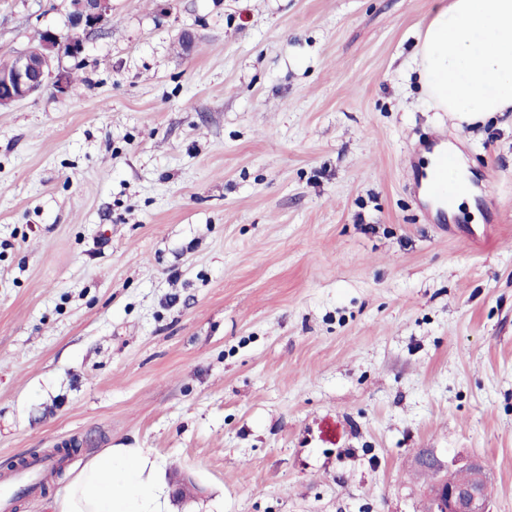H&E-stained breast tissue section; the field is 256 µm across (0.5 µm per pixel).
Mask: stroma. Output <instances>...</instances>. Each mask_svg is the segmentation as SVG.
Instances as JSON below:
<instances>
[{
	"mask_svg": "<svg viewBox=\"0 0 512 512\" xmlns=\"http://www.w3.org/2000/svg\"><path fill=\"white\" fill-rule=\"evenodd\" d=\"M431 0H112L69 91L0 109V474L141 448L162 512H424L478 456L512 512V112L434 111ZM69 0H0V56ZM476 213L439 224L425 142ZM196 487L173 498L175 478ZM448 182L460 183L465 187L463 191L457 192L452 196L447 204L448 212L450 213L452 211H457L459 206H461L465 201L471 208H473L474 198L471 191L469 173L466 169V166L458 158L456 168L454 170L448 171Z\"/></svg>",
	"mask_w": 512,
	"mask_h": 512,
	"instance_id": "35a3bbf8",
	"label": "stroma"
}]
</instances>
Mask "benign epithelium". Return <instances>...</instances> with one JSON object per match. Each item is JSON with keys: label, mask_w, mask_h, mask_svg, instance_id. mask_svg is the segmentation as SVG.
Masks as SVG:
<instances>
[{"label": "benign epithelium", "mask_w": 512, "mask_h": 512, "mask_svg": "<svg viewBox=\"0 0 512 512\" xmlns=\"http://www.w3.org/2000/svg\"><path fill=\"white\" fill-rule=\"evenodd\" d=\"M111 0H71L69 25L71 32L62 36L46 29L38 42L12 55L8 66L0 69V82L13 89L9 103L16 104L51 87L63 93L70 87L67 71L55 65L62 56L78 58L84 51L85 32L101 24L110 14ZM433 482L428 490L429 512H490V468L480 457L452 458L441 461L435 455ZM470 473L467 483H460L454 471Z\"/></svg>", "instance_id": "obj_1"}]
</instances>
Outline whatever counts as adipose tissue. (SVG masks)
<instances>
[{"label":"adipose tissue","mask_w":512,"mask_h":512,"mask_svg":"<svg viewBox=\"0 0 512 512\" xmlns=\"http://www.w3.org/2000/svg\"><path fill=\"white\" fill-rule=\"evenodd\" d=\"M418 80L456 126L512 112V0H432L416 43ZM140 448L91 459L57 501V512H161Z\"/></svg>","instance_id":"ef3b65f1"}]
</instances>
